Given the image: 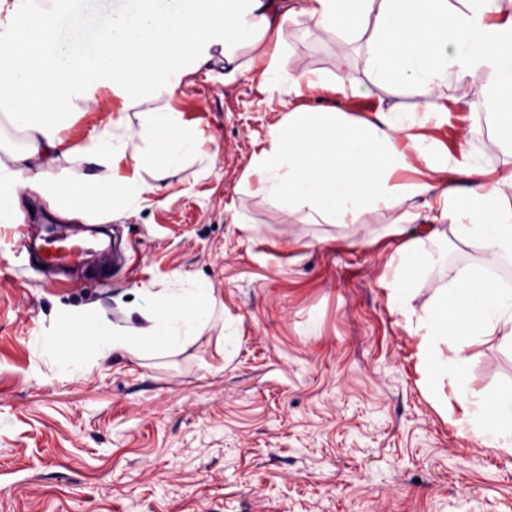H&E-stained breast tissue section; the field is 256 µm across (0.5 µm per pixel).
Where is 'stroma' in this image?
I'll return each instance as SVG.
<instances>
[{
  "mask_svg": "<svg viewBox=\"0 0 512 512\" xmlns=\"http://www.w3.org/2000/svg\"><path fill=\"white\" fill-rule=\"evenodd\" d=\"M115 0H68L74 35L111 17ZM291 72L339 75L346 47L312 21L288 27ZM361 94L306 98L311 110L414 112L362 65ZM444 101L480 131L493 159L512 154L489 115L470 113L456 79ZM279 93L223 69L185 77L172 101L211 139L206 172L186 163L151 205L109 222L126 263H89L67 287L0 223V512H512V454L461 437L456 404L422 383L416 342L381 286L391 253L340 240L249 191L244 172L279 117ZM258 225L250 239L233 215ZM182 273L207 278L241 328L222 365L216 331L163 358L113 355L63 374L38 352L59 313L97 304L112 321L139 287ZM478 393L512 387V354L475 349Z\"/></svg>",
  "mask_w": 512,
  "mask_h": 512,
  "instance_id": "obj_1",
  "label": "stroma"
}]
</instances>
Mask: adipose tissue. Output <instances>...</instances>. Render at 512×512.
I'll use <instances>...</instances> for the list:
<instances>
[{"label":"adipose tissue","instance_id":"1","mask_svg":"<svg viewBox=\"0 0 512 512\" xmlns=\"http://www.w3.org/2000/svg\"><path fill=\"white\" fill-rule=\"evenodd\" d=\"M503 0H158L154 10L113 12L98 32L111 57L92 71L79 68L81 38L67 36L61 14L32 0L18 21L0 24V120L25 130L27 146L0 167V197L11 200L13 223L20 192L31 189L62 219L99 224L141 210L163 191L167 170L191 159L208 166L214 155L202 133L184 120L172 99L184 77L217 63L231 83L250 73L269 87L285 86L281 115L267 145L250 162L248 177L276 208L305 224H333L343 238L373 243L399 238L382 285L392 311L416 339L426 383L449 389L461 414L462 437L512 454V390L490 396L468 381L473 349L497 339L512 350V288L493 268L512 267V160L475 151L474 130L458 150L431 129L447 124L442 104L449 78L474 82L470 111H490L498 137L512 145V9ZM306 17L343 44L360 43L359 62L393 91L418 98L420 109L378 107L371 117L298 106L304 97H345L356 86L311 72L287 74L285 28ZM251 52L242 59L241 48ZM120 101L88 139L70 141L63 113L86 111L96 95ZM139 114L131 124L128 112ZM50 158L31 172L30 158ZM389 223L372 227L374 217ZM466 245L465 260L422 308L413 300L426 269L442 261L440 225ZM219 329L217 348L230 364L241 345L239 323L228 317L209 281L176 276L141 291L123 322L88 308L64 314L40 337L41 356L62 371L85 374L115 354L166 356L186 351ZM72 342L80 358L65 355Z\"/></svg>","mask_w":512,"mask_h":512}]
</instances>
